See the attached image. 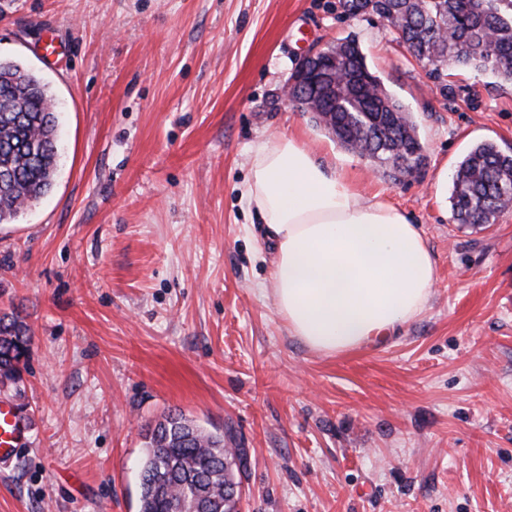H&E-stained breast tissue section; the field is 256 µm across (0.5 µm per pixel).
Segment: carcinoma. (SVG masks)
<instances>
[{
	"instance_id": "1",
	"label": "carcinoma",
	"mask_w": 512,
	"mask_h": 512,
	"mask_svg": "<svg viewBox=\"0 0 512 512\" xmlns=\"http://www.w3.org/2000/svg\"><path fill=\"white\" fill-rule=\"evenodd\" d=\"M371 13L386 19L409 52L429 65L436 80L448 68L490 70L512 82V0H374ZM496 39H487L489 31ZM346 57L353 100L317 98L319 114L331 115L336 139L376 164L396 182L427 164L416 125L406 107L367 68L356 41L339 46ZM18 66L0 62V170L13 179L0 185V221L38 200L50 188L56 153L51 98L17 77ZM451 205L459 224H492L512 207V155L493 142L476 144L457 166ZM30 338L16 317H0V382L21 380V352ZM139 512H168L169 499L194 485L224 501L225 487L240 486L247 466L243 448L224 447V435L204 431L180 412H170L147 433Z\"/></svg>"
}]
</instances>
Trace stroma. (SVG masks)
Listing matches in <instances>:
<instances>
[{
	"label": "stroma",
	"instance_id": "stroma-1",
	"mask_svg": "<svg viewBox=\"0 0 512 512\" xmlns=\"http://www.w3.org/2000/svg\"><path fill=\"white\" fill-rule=\"evenodd\" d=\"M346 37L417 124L405 183L284 100L299 58ZM0 60L61 118L51 190L0 229V315L30 336L0 386L30 426L0 512H138L172 411L246 449L240 512H512V209L463 226L437 184L476 142L512 152L511 83L438 84L340 0H0ZM283 135L421 226L436 284L387 340L327 356L277 313L240 192Z\"/></svg>",
	"mask_w": 512,
	"mask_h": 512
}]
</instances>
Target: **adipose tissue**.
I'll use <instances>...</instances> for the list:
<instances>
[{
	"label": "adipose tissue",
	"instance_id": "1",
	"mask_svg": "<svg viewBox=\"0 0 512 512\" xmlns=\"http://www.w3.org/2000/svg\"><path fill=\"white\" fill-rule=\"evenodd\" d=\"M241 200L265 226L275 307L311 349L358 348L424 310L436 262L420 227L385 200L361 202L344 168L296 138L253 146Z\"/></svg>",
	"mask_w": 512,
	"mask_h": 512
}]
</instances>
